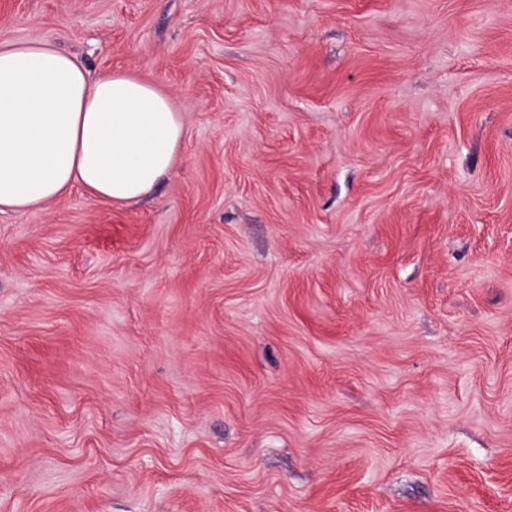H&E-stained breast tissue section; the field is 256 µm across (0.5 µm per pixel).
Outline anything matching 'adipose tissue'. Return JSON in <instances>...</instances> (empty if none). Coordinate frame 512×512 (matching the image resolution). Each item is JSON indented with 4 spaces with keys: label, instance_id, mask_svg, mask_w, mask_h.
<instances>
[{
    "label": "adipose tissue",
    "instance_id": "1",
    "mask_svg": "<svg viewBox=\"0 0 512 512\" xmlns=\"http://www.w3.org/2000/svg\"><path fill=\"white\" fill-rule=\"evenodd\" d=\"M185 125L170 98L122 71L90 76L54 42H0V213L79 186L124 205L172 168Z\"/></svg>",
    "mask_w": 512,
    "mask_h": 512
}]
</instances>
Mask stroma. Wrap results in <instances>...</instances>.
<instances>
[{
    "label": "stroma",
    "mask_w": 512,
    "mask_h": 512,
    "mask_svg": "<svg viewBox=\"0 0 512 512\" xmlns=\"http://www.w3.org/2000/svg\"><path fill=\"white\" fill-rule=\"evenodd\" d=\"M39 38L186 132L0 214V512H512V0H0Z\"/></svg>",
    "instance_id": "35a3bbf8"
}]
</instances>
